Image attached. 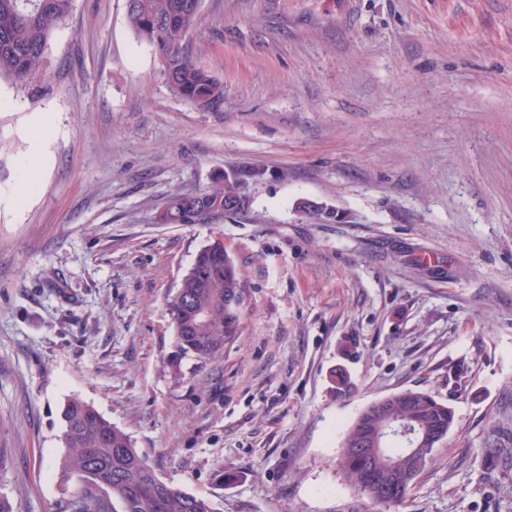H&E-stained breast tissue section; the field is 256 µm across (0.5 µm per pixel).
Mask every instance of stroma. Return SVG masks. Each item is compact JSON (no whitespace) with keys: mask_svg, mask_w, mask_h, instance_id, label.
Listing matches in <instances>:
<instances>
[{"mask_svg":"<svg viewBox=\"0 0 512 512\" xmlns=\"http://www.w3.org/2000/svg\"><path fill=\"white\" fill-rule=\"evenodd\" d=\"M187 42L219 109L125 0H74L0 80V497L67 512L76 397L214 512H376L343 434L413 389L455 421L395 512H512V0H202ZM240 167L246 213L159 223ZM218 238L242 333L202 363L166 297ZM341 471L345 479L357 487L363 494H365L374 504L379 506L391 509V507H396L401 504L404 499L408 496L410 491L404 493V495L396 496V493L392 496V498L386 500H378L365 490L360 488L361 483L364 482V470L361 462L358 460L356 456H345L341 457Z\"/></svg>","mask_w":512,"mask_h":512,"instance_id":"obj_1","label":"stroma"}]
</instances>
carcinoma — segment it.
Wrapping results in <instances>:
<instances>
[{
    "label": "carcinoma",
    "instance_id": "obj_1",
    "mask_svg": "<svg viewBox=\"0 0 512 512\" xmlns=\"http://www.w3.org/2000/svg\"><path fill=\"white\" fill-rule=\"evenodd\" d=\"M74 0H0V79L23 82L38 73L54 30L72 10ZM127 22L134 37L152 48L171 90L184 102L212 109L224 102V84L194 61L183 44L199 19L201 0H126ZM239 181L228 177L193 194L173 195L159 215L163 224H197L211 216L233 218L227 201L235 197ZM183 287L167 298L176 330L177 348L201 363L211 361L241 334V306L245 288L232 258L212 245L203 246L182 278ZM407 420L432 430H448L454 413L447 404L418 390L396 394L388 412L375 415ZM61 437L67 455L62 477L76 474L79 493L67 504L69 512H212L210 502L162 480L134 448L129 434L112 425L90 405L70 399L63 410ZM364 427L355 419L342 446L361 447ZM396 471L428 464L433 451L408 455L402 442L386 446ZM341 471L355 487L364 482L357 457L341 458ZM106 487L104 496L99 488Z\"/></svg>",
    "mask_w": 512,
    "mask_h": 512
}]
</instances>
